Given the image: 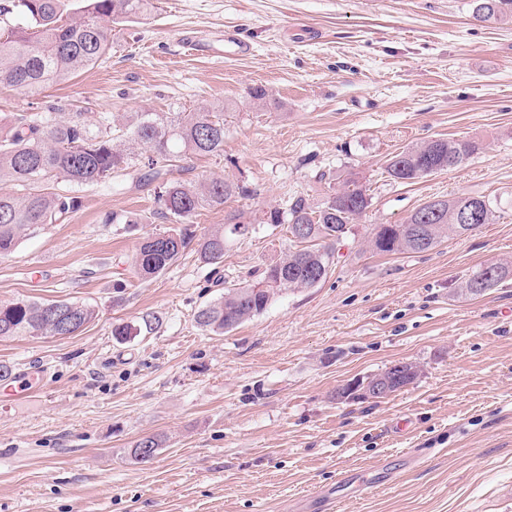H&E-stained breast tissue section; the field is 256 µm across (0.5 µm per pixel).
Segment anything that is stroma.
<instances>
[{"instance_id":"1","label":"stroma","mask_w":512,"mask_h":512,"mask_svg":"<svg viewBox=\"0 0 512 512\" xmlns=\"http://www.w3.org/2000/svg\"><path fill=\"white\" fill-rule=\"evenodd\" d=\"M192 32L250 51L194 52ZM257 86L269 106L250 98ZM56 105L96 117L224 109L223 154L188 156L170 176L255 194L200 211L199 237L294 192L323 200L313 174L328 168L369 187L366 229L461 195L500 210L423 253L348 240L325 282L217 335L196 322L222 292L217 274L250 279L287 247L283 230L229 244L217 270L187 248L143 281L131 267L140 241L170 228L154 187L56 182L78 207L0 257V302L69 300L96 316L73 336L0 340V363L38 374L26 395L0 394V512H318L310 490L378 469L389 484L345 512H512V281L454 295L476 265L512 261V22L477 21L471 0H151L70 81L33 98L0 88V115ZM437 137L483 148L415 184L387 181L392 153ZM113 212L147 221L104 223ZM146 316L151 330L113 337V324ZM401 362L420 369L406 389L337 400ZM147 435L164 445L134 463Z\"/></svg>"}]
</instances>
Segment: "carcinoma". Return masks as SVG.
Instances as JSON below:
<instances>
[{
    "mask_svg": "<svg viewBox=\"0 0 512 512\" xmlns=\"http://www.w3.org/2000/svg\"><path fill=\"white\" fill-rule=\"evenodd\" d=\"M67 14L63 0H7L0 5V87L29 97L47 86L68 80L101 61L110 49L112 26L143 16L150 0H81ZM473 13L494 24L512 18V0H473ZM23 17L27 26L14 20ZM145 148L137 154L132 146ZM482 149L471 139L435 138L405 148L387 159L389 181L412 184L439 171L457 167ZM224 152V112H140L123 127L106 120L94 124L82 112H14L0 124V182L15 191L0 193V256L11 254L30 230L67 219L76 198L45 185L61 179L77 186H93L123 172L137 181L159 182L157 197L162 217L174 224H191L203 209L219 208L236 196L254 190L226 178L190 185L167 178L169 167L186 154ZM314 178L328 193L313 203L302 193L270 205L260 223L286 227L290 245L281 249L251 283L223 279L224 295L196 315L199 326L222 334L262 314L275 296L315 288L336 266L340 246L358 235L359 221L372 206L363 183L349 174L340 188L331 171L319 169ZM475 207L479 219L469 229L457 223V212ZM498 202L486 197L459 196L428 201L399 224H379L364 236L366 247L382 255L421 253L450 236L474 233L492 224ZM256 232L244 215L231 214L224 225L205 234L198 243L199 260L219 266L228 243ZM190 234L179 229L151 235L139 245L135 273L156 277L177 262ZM488 270L497 272L485 290L512 279V262L477 266L458 284L462 299L482 295L477 290ZM95 310L68 300L18 299L0 303V339L15 336H69L87 325Z\"/></svg>",
    "mask_w": 512,
    "mask_h": 512,
    "instance_id": "obj_1",
    "label": "carcinoma"
}]
</instances>
